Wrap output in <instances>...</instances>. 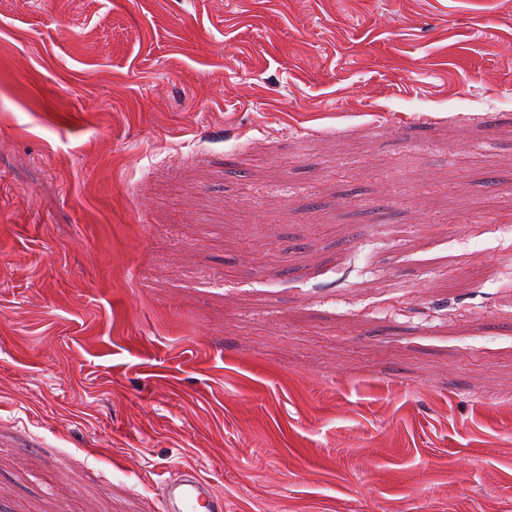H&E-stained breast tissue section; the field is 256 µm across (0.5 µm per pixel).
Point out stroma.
Here are the masks:
<instances>
[{
	"label": "stroma",
	"instance_id": "stroma-1",
	"mask_svg": "<svg viewBox=\"0 0 512 512\" xmlns=\"http://www.w3.org/2000/svg\"><path fill=\"white\" fill-rule=\"evenodd\" d=\"M512 512V0H0V512ZM164 512H223L224 500L220 498L210 481L194 469L165 480L162 486Z\"/></svg>",
	"mask_w": 512,
	"mask_h": 512
}]
</instances>
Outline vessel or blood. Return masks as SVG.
<instances>
[{
  "label": "vessel or blood",
  "instance_id": "vessel-or-blood-1",
  "mask_svg": "<svg viewBox=\"0 0 512 512\" xmlns=\"http://www.w3.org/2000/svg\"><path fill=\"white\" fill-rule=\"evenodd\" d=\"M162 504L163 512H224L212 483L192 469L164 481Z\"/></svg>",
  "mask_w": 512,
  "mask_h": 512
}]
</instances>
